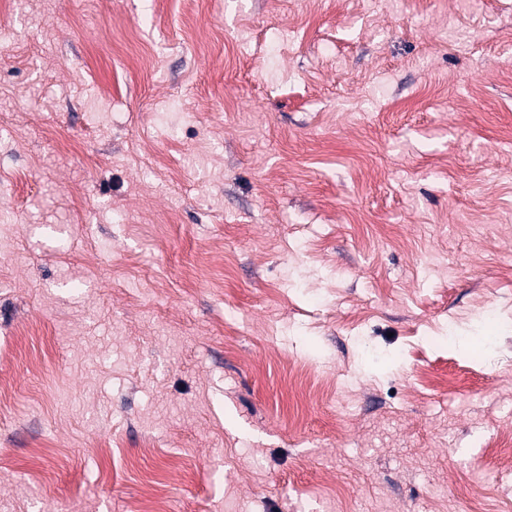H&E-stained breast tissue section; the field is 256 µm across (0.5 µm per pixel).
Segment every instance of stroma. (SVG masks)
<instances>
[{"label": "stroma", "mask_w": 512, "mask_h": 512, "mask_svg": "<svg viewBox=\"0 0 512 512\" xmlns=\"http://www.w3.org/2000/svg\"><path fill=\"white\" fill-rule=\"evenodd\" d=\"M0 8V512H512V0Z\"/></svg>", "instance_id": "stroma-1"}]
</instances>
